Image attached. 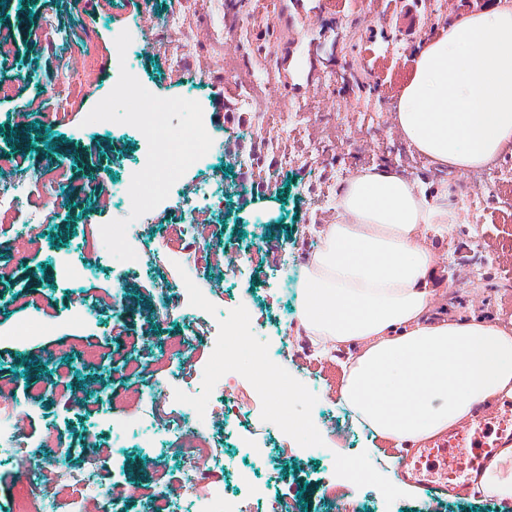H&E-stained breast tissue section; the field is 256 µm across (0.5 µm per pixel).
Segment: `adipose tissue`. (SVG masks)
I'll list each match as a JSON object with an SVG mask.
<instances>
[{
	"instance_id": "1",
	"label": "adipose tissue",
	"mask_w": 512,
	"mask_h": 512,
	"mask_svg": "<svg viewBox=\"0 0 512 512\" xmlns=\"http://www.w3.org/2000/svg\"><path fill=\"white\" fill-rule=\"evenodd\" d=\"M395 123L435 167L456 173L512 148V0L461 13L423 43ZM460 221L448 185L431 190L385 164L361 167L300 273L299 328L324 352L353 349L338 403L392 448L436 437L481 401L512 400V327L430 317L438 258L427 239ZM478 490L512 501V449L486 466Z\"/></svg>"
}]
</instances>
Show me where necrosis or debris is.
Here are the masks:
<instances>
[{
    "label": "necrosis or debris",
    "mask_w": 512,
    "mask_h": 512,
    "mask_svg": "<svg viewBox=\"0 0 512 512\" xmlns=\"http://www.w3.org/2000/svg\"><path fill=\"white\" fill-rule=\"evenodd\" d=\"M237 31L234 23L214 28L211 45L224 56L225 81L238 87L241 103L252 113L254 123L261 126L275 119L265 99L264 85L250 65L224 51L226 40ZM152 103L149 112L114 113L115 122L140 130L141 162L121 183L104 181L105 196H120L127 204L141 200L143 172L161 173L165 145L156 131L164 125L166 107ZM36 183L39 193L34 198L45 205L55 204L62 201L68 189L69 175L64 167L43 162L37 167ZM34 198L22 191L16 180L0 186V231L10 232L13 251H20L31 235L28 205ZM223 202L224 184L218 176L183 193L168 187L151 198L148 208L158 213L175 212L177 223L149 236L140 234L132 239L122 231L110 239L111 249L119 251L128 266L154 272L160 306L186 314L189 329L185 336L161 347L163 377L142 385L130 402L106 399L101 407L112 428L113 441H120L127 431L137 428L141 431L140 447L170 448L183 455L187 477L180 490H161L148 499L128 483L99 484L97 475L112 469L115 451L111 448L89 453L77 463L70 482L58 483L51 472L58 460L71 456L72 447L66 436L51 428L43 435L46 453L42 464L22 478L9 512H100L103 504L127 501L137 503L140 512H275V497L256 471L261 468L274 474L278 459L289 453V441L284 436L272 450L249 438L235 437V446L249 449L255 468L239 470L230 487L209 476L212 463L221 457L212 427L219 421L233 423L240 413L230 399V389L237 381L235 367L223 345L215 342V329L199 324L200 317L211 311L201 292L209 266L207 239L198 229L199 214L204 208L220 209ZM201 339L213 344L214 359L207 372L192 367L187 357L189 344ZM30 398L0 384V434L12 437L10 446L0 450L1 459L23 451L21 436L29 424Z\"/></svg>",
    "instance_id": "obj_1"
}]
</instances>
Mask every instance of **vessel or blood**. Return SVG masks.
<instances>
[{"instance_id": "vessel-or-blood-1", "label": "vessel or blood", "mask_w": 512, "mask_h": 512, "mask_svg": "<svg viewBox=\"0 0 512 512\" xmlns=\"http://www.w3.org/2000/svg\"><path fill=\"white\" fill-rule=\"evenodd\" d=\"M457 442V434L448 433L410 448L401 477L437 495L474 483L486 461L512 445V405L482 409L464 454H457Z\"/></svg>"}]
</instances>
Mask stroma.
Returning a JSON list of instances; mask_svg holds the SVG:
<instances>
[{"instance_id": "obj_1", "label": "stroma", "mask_w": 512, "mask_h": 512, "mask_svg": "<svg viewBox=\"0 0 512 512\" xmlns=\"http://www.w3.org/2000/svg\"><path fill=\"white\" fill-rule=\"evenodd\" d=\"M405 1L420 20L412 34L396 22ZM227 2L83 0L76 8L72 0H0V32L13 45L11 57L0 62V80L14 82L12 94L0 97V149L14 154L16 131L28 129L26 154L17 157L16 173L31 174L37 159L65 163L76 184L85 188L82 197L56 205L49 223L33 225L35 243L20 258L0 251V265L9 268L8 275L0 276V381L22 392L61 372L67 391L77 397L70 405L49 398L32 401L27 452L0 463V512H8L19 482L38 466L39 442L49 427L64 429L79 449L91 440L99 446L108 442L109 431L99 422L95 405L110 390L135 392L121 372L125 352L139 353L142 376L151 378L161 370L158 349L167 338L183 333L182 321L169 319L152 283L127 269L121 254H113L108 267L78 287L57 271L59 258L71 254L76 242L102 237L123 222L111 204L86 186L94 172L116 177L140 162L136 132L108 120H89L112 98V59L121 51L114 36L130 27L143 34L134 52L142 81L155 100L175 108L169 121L180 136L167 148L178 154L179 162L171 181L187 189L214 173L226 186L223 211L201 220L212 237L209 282L223 294L211 315L222 319L225 299L234 297L263 308L264 320L253 341L275 349L277 375L299 392L280 404L268 396L260 399L259 418L240 423L239 430L245 434L273 427L289 417L324 432L322 452L296 448L280 460L271 485L280 512H341L344 494L333 499L325 495L329 466L339 459L362 464L370 454V436L336 404L339 363L348 352L317 355L294 317L290 283L317 247L322 226L336 218L335 206L319 205L314 189L369 164L401 165L402 139L394 123L400 79L421 44L471 6L469 0H377L373 5L368 0H260L272 18L248 20L224 50L254 67L267 87L271 109L305 112L306 132L294 137L281 124L254 127L237 89L220 76L222 59L211 49L210 32L226 23ZM176 9L183 14V32L171 35L167 18ZM183 51L188 67L172 70L166 53ZM63 73L73 75L75 84L66 118L55 126L50 122L53 104L41 94L55 87ZM219 99L224 117L212 122L218 162L206 171L193 164L200 144L190 130V113L180 106L198 100L210 111ZM325 112L341 114L355 150L338 148L309 166L280 167L279 156L301 155L308 137L318 136V117ZM494 164L504 174L499 197L477 188L469 206L452 195L461 223L429 239L447 257L433 278L439 298L432 318L475 314L493 323L512 321V208L499 201L503 195L512 197V150ZM487 253L495 261L485 266L481 257ZM19 293L39 303L49 325L24 340L9 334L28 315L13 303ZM105 293L116 297L118 315L71 321L69 298L94 299ZM157 464V458L129 448L113 476L151 493ZM371 472L373 481L357 487V512H512V502L482 498L471 485L440 496L420 487L389 495L382 489V464L374 463Z\"/></svg>"}]
</instances>
